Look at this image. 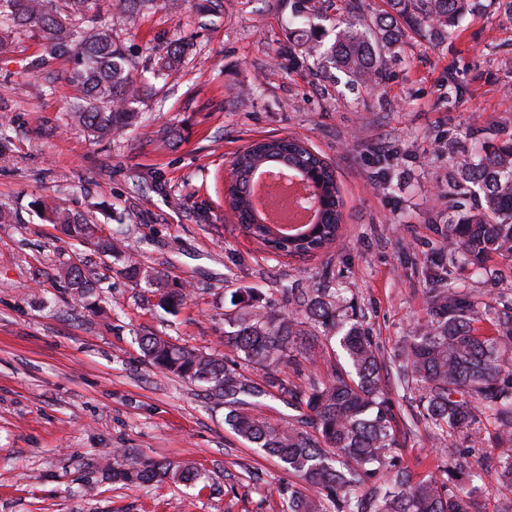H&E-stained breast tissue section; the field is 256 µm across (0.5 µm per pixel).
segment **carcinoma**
<instances>
[{"mask_svg":"<svg viewBox=\"0 0 512 512\" xmlns=\"http://www.w3.org/2000/svg\"><path fill=\"white\" fill-rule=\"evenodd\" d=\"M336 17V35L325 43V16L319 0H298L289 24L309 32L301 43L305 56L321 69L331 63L351 81L375 84L383 76L382 54L400 44L406 28L430 22L432 35L454 38L460 21L488 8L483 0H383L388 9L367 22L356 0ZM157 0H0V52L15 28L37 35L41 56L75 61L74 90L68 109L73 124L94 140L121 136L138 125L135 67L123 45L102 24L101 14L115 12L130 25L154 9ZM190 48L178 45L156 59L152 76L164 81L184 62ZM496 143H474L448 180V223L437 230L432 248L427 295L428 319L407 337L399 353V381L418 386L419 406L441 432L493 426L498 438L500 480L512 487V314L498 316L496 332L477 334L474 323L494 306L462 285L445 283V264L475 274L487 271L494 257L512 262V132L492 126ZM288 169L301 177L316 168L320 200L316 233L306 224L286 238L262 223L248 200L247 187L259 169ZM229 209L251 238L273 255H310L330 247L340 235L342 201L332 166L302 141L269 137L240 153L225 194ZM45 221L71 237L90 239L97 251H120L112 235L96 234L90 220L54 199L38 202ZM121 274L145 283L159 295L157 306L177 309L188 297L187 283L171 281L129 259ZM72 294L84 299L91 283L79 266L60 271ZM289 313L245 302L225 315L224 346L232 358L219 357L155 334L137 337L154 366L194 382L224 398V424L263 454L276 459L302 484L283 489L287 512H476L470 494L448 467L413 480L401 466L392 404L382 387L384 361L373 336L360 321L342 325L338 344L343 362L326 382L289 388L278 377L283 365L297 362L299 340L336 329V296L330 288L285 289ZM245 368L265 373L271 388L288 394V404L306 411L286 426L267 420L260 407L269 392L247 383ZM113 477L128 484L169 480L188 483L198 473L188 465L153 460L122 448L112 454Z\"/></svg>","mask_w":512,"mask_h":512,"instance_id":"1","label":"carcinoma"}]
</instances>
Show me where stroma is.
<instances>
[{"label": "stroma", "instance_id": "stroma-1", "mask_svg": "<svg viewBox=\"0 0 512 512\" xmlns=\"http://www.w3.org/2000/svg\"><path fill=\"white\" fill-rule=\"evenodd\" d=\"M293 0H185L139 26L112 30L139 69L171 45L191 54L160 93L146 96L141 124L92 141L71 124L66 58L33 68V31L12 33L0 54V512H284L292 477L224 425V404L203 387L147 362L136 337L153 332L224 353V315L238 289L285 309L284 288L328 278L342 312L368 327L386 362L403 467L419 480L446 466L480 512H500L512 488L496 474L491 426L449 433L397 383L395 353L427 318L426 265L447 217L442 191L453 153L512 129V17L466 16L451 41L406 38L385 54V79L348 82L316 71L288 18ZM464 89L446 98L449 79ZM294 136L336 171L344 223L338 243L306 260L274 256L246 237L224 204V170L248 141ZM387 165L393 185L378 187ZM52 197L119 234L142 263L187 282L176 313L145 285L39 214ZM81 266L93 281L74 300L58 275ZM456 453L446 457L445 446ZM124 448L189 462L192 486H126L105 459Z\"/></svg>", "mask_w": 512, "mask_h": 512}]
</instances>
